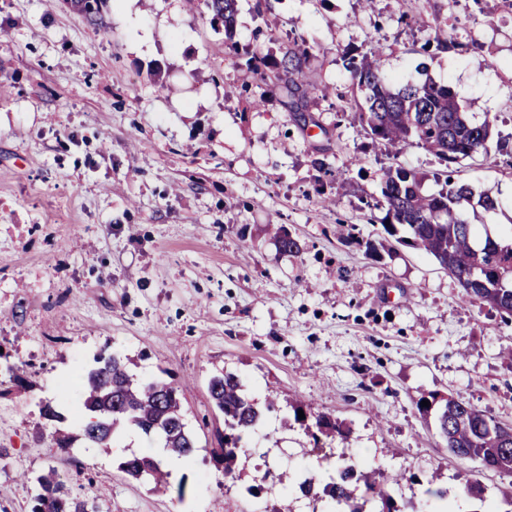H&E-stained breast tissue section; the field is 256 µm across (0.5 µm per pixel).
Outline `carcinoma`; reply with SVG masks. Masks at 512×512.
<instances>
[{"label": "carcinoma", "mask_w": 512, "mask_h": 512, "mask_svg": "<svg viewBox=\"0 0 512 512\" xmlns=\"http://www.w3.org/2000/svg\"><path fill=\"white\" fill-rule=\"evenodd\" d=\"M70 2L89 20L102 22L104 0ZM204 4L210 22L224 26L225 47L235 49L238 0H204ZM428 26L434 29L436 46L463 47L445 36L444 24L438 18H433ZM308 58V49L301 47L288 50L280 59L256 53L247 69L250 75L262 80L274 78L285 106L290 109L296 102L295 92H301L298 102L306 111L315 91L303 81ZM347 69L353 85L364 95V101L356 100L354 105L359 110L362 128L373 140L396 152L416 143L446 165L487 153L492 136L490 121H478L465 111L451 85L427 77L397 86L383 75L380 59L374 52L359 60L349 58ZM430 177L440 185L435 192L424 190ZM381 194L387 206L385 219L390 221L388 232H394L397 224L406 227L411 234L409 244L432 255L457 283L472 276L478 278L473 287H462L464 301L496 305L498 310L512 314V240L499 241L487 236L479 246L475 225L469 220L471 211H498V199L488 192L474 194L469 185L451 181L446 170L428 176L397 162L384 170ZM129 364L130 358L116 353L101 352L93 358L82 393V407L89 419L76 435L60 427L52 432L53 445L64 459L72 458L79 441L85 448L107 451L116 435L126 429H135L157 440L161 448L180 459L196 452V439L183 418L177 387L164 379L143 382ZM208 390L224 418L221 448L213 456L224 470V480L233 481L252 434L274 404L259 406L231 372L214 374ZM437 424L440 436L457 448L458 459L469 460L473 454L481 456L484 468L512 475V444L502 442L499 423L483 411L468 402L449 399L438 410ZM316 429L312 437L317 444L323 438L332 441L341 433V425L324 416L317 419ZM118 468L130 479L148 483L154 490L172 488V471L157 457L133 453L125 456ZM349 469L353 466L340 468L336 473ZM334 474L321 476L326 481L323 498L327 502L321 512H337L346 502L354 505L352 512H401L392 492L404 481H415L413 474L401 471L389 475L380 468L360 471L354 477L336 478ZM267 480L280 485L283 500V505L273 512H294L298 500L291 491L293 476L268 471L249 492L260 493ZM422 496L426 512H431V502L446 500L448 488L436 485L432 477L427 480ZM31 512H99V507L87 497L65 493L52 469L36 478Z\"/></svg>", "instance_id": "1"}]
</instances>
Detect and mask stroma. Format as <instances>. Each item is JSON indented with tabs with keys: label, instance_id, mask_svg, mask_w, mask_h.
Returning <instances> with one entry per match:
<instances>
[{
	"label": "stroma",
	"instance_id": "1",
	"mask_svg": "<svg viewBox=\"0 0 512 512\" xmlns=\"http://www.w3.org/2000/svg\"><path fill=\"white\" fill-rule=\"evenodd\" d=\"M239 0L235 53L203 0H107L94 25L69 0H0V379L25 366L26 392L0 395V512H30L32 478L55 468L65 491L109 512H263L248 495L261 469H298L306 425L326 415L362 469L439 473L460 512L466 480L512 476L456 458L420 397L471 402L512 426V322L467 303L437 260L388 235L385 147L351 105L345 60L383 47L382 70L416 81L419 63L489 119L486 154L454 180L489 192L512 234V0ZM446 20L466 52L429 48L427 19ZM311 52L304 79L314 125L272 83L247 75L253 52ZM262 98L260 109L250 106ZM322 148L327 169L313 165ZM291 234L296 254L277 239ZM140 379L181 386L198 450L174 479L183 496L130 480L121 457L147 451L134 433L110 453L61 461L42 401L80 409L100 351ZM219 370L257 402L300 398L267 418L233 484L210 457L224 431L208 392ZM30 479L19 482V471Z\"/></svg>",
	"mask_w": 512,
	"mask_h": 512
}]
</instances>
